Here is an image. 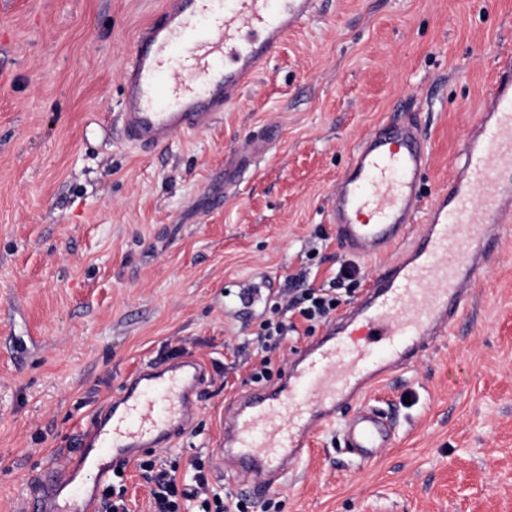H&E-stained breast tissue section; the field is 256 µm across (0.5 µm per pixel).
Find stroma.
<instances>
[{
	"label": "stroma",
	"mask_w": 512,
	"mask_h": 512,
	"mask_svg": "<svg viewBox=\"0 0 512 512\" xmlns=\"http://www.w3.org/2000/svg\"><path fill=\"white\" fill-rule=\"evenodd\" d=\"M167 5L0 0V512L176 348L207 380L190 433L160 454L182 478L202 458L217 489L247 494L250 478L213 467L252 387L233 347L257 325L230 308L252 288L262 312L263 283L303 269L330 277L336 186L391 120L422 131L429 204L512 53V0H318L221 120L144 151L122 136L121 74ZM501 237L447 334L367 393L393 444L354 465L338 432L314 434L273 493L280 512H512V219Z\"/></svg>",
	"instance_id": "stroma-1"
}]
</instances>
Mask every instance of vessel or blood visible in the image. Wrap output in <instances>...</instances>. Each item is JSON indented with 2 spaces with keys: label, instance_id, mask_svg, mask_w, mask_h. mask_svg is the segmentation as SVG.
<instances>
[{
  "label": "vessel or blood",
  "instance_id": "vessel-or-blood-1",
  "mask_svg": "<svg viewBox=\"0 0 512 512\" xmlns=\"http://www.w3.org/2000/svg\"><path fill=\"white\" fill-rule=\"evenodd\" d=\"M316 0H169L138 38L122 74L123 135L152 150L175 134L211 126L250 85L277 47L308 19ZM426 165L417 125L400 122L357 150L329 214L343 251L367 257L400 247L348 313L327 325L271 387L248 391L224 423L225 470L253 476L264 496L302 461L315 431L339 424L361 462L394 438L366 393L416 362L464 313L471 282L501 238L491 217L512 216V57L499 68L465 140L447 188L426 209L416 238L408 232ZM206 381L182 357L128 380L77 442L75 463L52 472L18 512H90L103 484L147 448L187 435ZM359 410L341 411L352 401Z\"/></svg>",
  "mask_w": 512,
  "mask_h": 512
}]
</instances>
